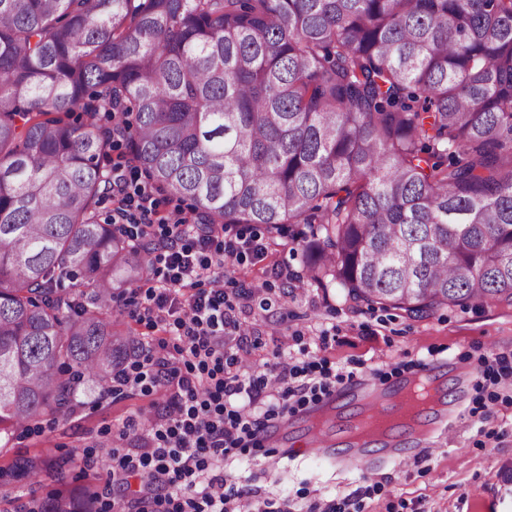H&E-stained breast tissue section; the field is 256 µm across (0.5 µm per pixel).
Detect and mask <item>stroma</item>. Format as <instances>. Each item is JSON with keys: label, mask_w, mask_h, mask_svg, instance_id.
I'll return each mask as SVG.
<instances>
[{"label": "stroma", "mask_w": 512, "mask_h": 512, "mask_svg": "<svg viewBox=\"0 0 512 512\" xmlns=\"http://www.w3.org/2000/svg\"><path fill=\"white\" fill-rule=\"evenodd\" d=\"M259 260L227 259L224 289L233 302L239 333L226 336L227 354L247 356L242 375L264 370L276 356L311 364L314 372L336 375L343 419L363 413L347 391L352 383L380 388L403 376L438 365L445 378V402L454 426L414 438L404 428L392 437L406 459L397 464L385 449L371 451L373 471L342 465L308 445L307 408L291 414L285 445L248 448L224 462L227 481L248 486L267 500L271 512H307L345 503V512H512V377L485 375V360L512 364V302L445 306L413 318L400 310H370L345 301L340 288L304 286L305 224L286 225ZM165 391L101 395L83 390L67 417L44 415L0 442V512H23L56 485L48 472L63 467L70 488L108 492V473L97 467L102 450H135L142 432L120 436L129 420L161 411ZM42 459L45 475L26 477L20 464Z\"/></svg>", "instance_id": "35a3bbf8"}]
</instances>
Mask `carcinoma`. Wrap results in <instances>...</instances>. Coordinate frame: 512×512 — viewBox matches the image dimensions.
Instances as JSON below:
<instances>
[{
	"label": "carcinoma",
	"mask_w": 512,
	"mask_h": 512,
	"mask_svg": "<svg viewBox=\"0 0 512 512\" xmlns=\"http://www.w3.org/2000/svg\"><path fill=\"white\" fill-rule=\"evenodd\" d=\"M114 105L206 223L309 225L313 283L410 317L512 302V0H0V441L134 344L112 294L146 254L97 214Z\"/></svg>",
	"instance_id": "1"
}]
</instances>
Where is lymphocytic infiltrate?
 Wrapping results in <instances>:
<instances>
[{
  "label": "lymphocytic infiltrate",
  "mask_w": 512,
  "mask_h": 512,
  "mask_svg": "<svg viewBox=\"0 0 512 512\" xmlns=\"http://www.w3.org/2000/svg\"><path fill=\"white\" fill-rule=\"evenodd\" d=\"M128 138L126 125L113 124L110 222L151 264L155 285L134 316L155 327L173 325L176 341L139 344L135 360L112 377L120 387L170 393L164 414L147 422L146 448L111 451L113 480L141 483L131 498L113 502L112 512H250V490L226 485L219 472L225 455L294 406L331 394L335 384L283 360L258 375H225V365L237 360L225 358L224 334L238 325L224 290V262L262 257L269 244L255 235L228 240L223 225L180 209L161 211L155 188L134 175L131 158L120 152Z\"/></svg>",
  "instance_id": "obj_1"
}]
</instances>
